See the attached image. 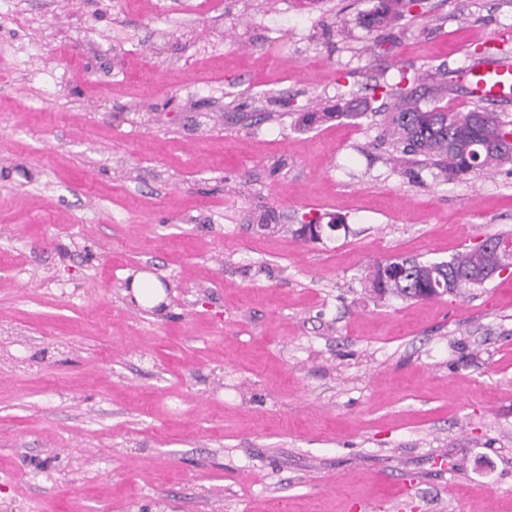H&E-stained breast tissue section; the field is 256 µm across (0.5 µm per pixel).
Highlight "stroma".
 <instances>
[{
	"label": "stroma",
	"instance_id": "35a3bbf8",
	"mask_svg": "<svg viewBox=\"0 0 512 512\" xmlns=\"http://www.w3.org/2000/svg\"><path fill=\"white\" fill-rule=\"evenodd\" d=\"M374 4L0 0V512H512V273L364 282L512 235V164L394 165L372 92L472 107L512 0ZM417 4L418 0H377L374 8L363 16V24L368 30L386 27ZM367 108L368 101L365 98H351L343 106L338 107L337 112H302L300 113L298 124L306 128L338 117L355 119L363 116ZM134 300L137 304L152 307L159 302L162 285L147 273L138 274L132 281Z\"/></svg>",
	"mask_w": 512,
	"mask_h": 512
}]
</instances>
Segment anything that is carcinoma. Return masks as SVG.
<instances>
[{
  "instance_id": "carcinoma-1",
  "label": "carcinoma",
  "mask_w": 512,
  "mask_h": 512,
  "mask_svg": "<svg viewBox=\"0 0 512 512\" xmlns=\"http://www.w3.org/2000/svg\"><path fill=\"white\" fill-rule=\"evenodd\" d=\"M418 0H377L374 8L363 16L369 30L389 25L394 19L417 6ZM429 87L405 91L395 86L396 103L385 113L387 136L395 147L394 160L405 156H422L439 168L449 180L472 173H490L512 163V151L493 152L488 141L496 136L512 135V123H505L493 112L478 114L472 109L455 110L424 105ZM368 108L364 98H352L335 112H302L298 124L306 128L333 119H355ZM512 262L494 249L479 246L459 252L447 261H420L413 257H393L391 265L400 268L396 274L386 273L383 262H377L365 273V280L374 292L402 299H418L424 289L445 281L446 274L468 277L461 287L483 283L485 271L499 263Z\"/></svg>"
}]
</instances>
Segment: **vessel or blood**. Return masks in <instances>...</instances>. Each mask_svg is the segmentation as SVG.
<instances>
[{
	"mask_svg": "<svg viewBox=\"0 0 512 512\" xmlns=\"http://www.w3.org/2000/svg\"><path fill=\"white\" fill-rule=\"evenodd\" d=\"M464 88L477 103L498 107L512 105V62L492 59L463 68Z\"/></svg>",
	"mask_w": 512,
	"mask_h": 512,
	"instance_id": "obj_1",
	"label": "vessel or blood"
}]
</instances>
